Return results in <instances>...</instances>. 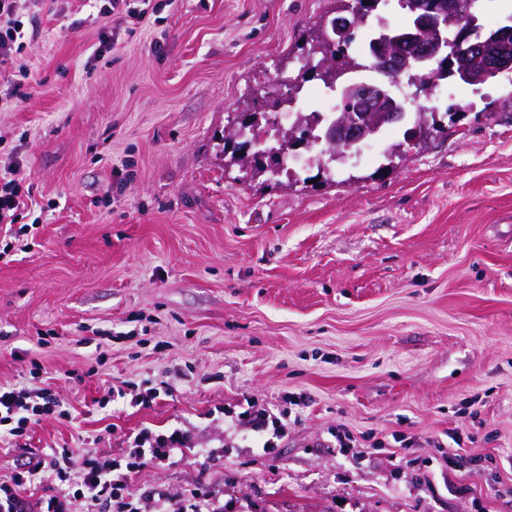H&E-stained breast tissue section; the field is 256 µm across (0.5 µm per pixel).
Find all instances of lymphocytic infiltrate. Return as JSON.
Here are the masks:
<instances>
[{"instance_id": "f902f5d3", "label": "lymphocytic infiltrate", "mask_w": 512, "mask_h": 512, "mask_svg": "<svg viewBox=\"0 0 512 512\" xmlns=\"http://www.w3.org/2000/svg\"><path fill=\"white\" fill-rule=\"evenodd\" d=\"M26 30L20 18L18 0H0V66L12 62L24 48ZM28 192L13 177L11 164L0 167V224H18L20 235L31 232L30 225L18 219L28 212ZM64 400L48 389L35 392L0 385V427L7 435L22 436L39 416L62 412ZM226 417L262 438L261 450L274 452L276 442L285 432L280 415L259 406L257 400L246 396L236 408L226 410ZM190 431L175 427L156 434L149 430L138 432L132 439L127 463L98 461L94 451L86 448L53 449L49 459L29 462L27 473L37 476L52 470L59 481L72 486V493L54 494L46 500L45 512H71L74 499L84 498L97 506L98 512H140L128 491V477L145 466L164 465L175 451L190 447Z\"/></svg>"}]
</instances>
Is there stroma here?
Instances as JSON below:
<instances>
[{"instance_id":"obj_1","label":"stroma","mask_w":512,"mask_h":512,"mask_svg":"<svg viewBox=\"0 0 512 512\" xmlns=\"http://www.w3.org/2000/svg\"><path fill=\"white\" fill-rule=\"evenodd\" d=\"M153 4L19 2L30 80L0 70V156L42 213L29 248L0 224V385L70 416L0 439V485L37 507L58 480L30 458L118 460L180 423L194 448L130 477L142 512L196 489L224 512H512V71L393 160L398 132L255 177L225 136L331 0ZM129 384L161 396L100 405ZM246 395L289 415L272 454L207 417ZM91 2H96L95 7L97 8L98 15L101 18L109 19L115 12L120 13L121 11H125L126 14H129L132 9H137V6H131L134 2H141L140 6L144 7L139 8V11H144L149 8V2H151V0H93Z\"/></svg>"}]
</instances>
